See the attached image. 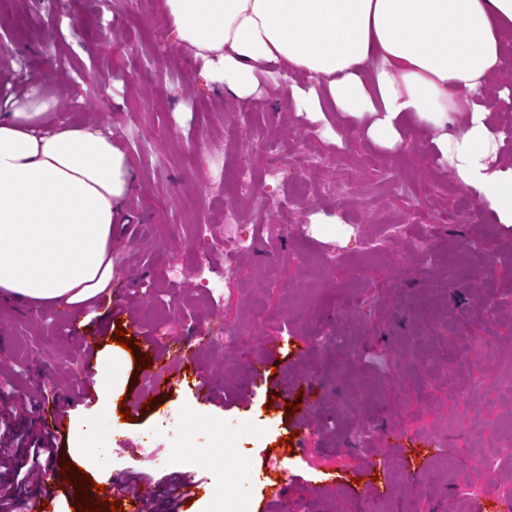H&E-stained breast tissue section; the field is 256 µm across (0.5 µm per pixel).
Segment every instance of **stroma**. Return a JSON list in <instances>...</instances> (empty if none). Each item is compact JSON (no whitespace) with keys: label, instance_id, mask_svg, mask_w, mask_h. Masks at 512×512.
<instances>
[{"label":"stroma","instance_id":"obj_1","mask_svg":"<svg viewBox=\"0 0 512 512\" xmlns=\"http://www.w3.org/2000/svg\"><path fill=\"white\" fill-rule=\"evenodd\" d=\"M120 34H113L114 23ZM0 94L7 88L66 85L65 121L111 127L138 174V190L112 239L117 274L111 296L93 315L51 307L23 316L0 306V407L33 400L63 401L83 373L79 332L101 334V351L115 349L117 329L135 347L112 365L115 398L133 404L145 383L135 361L136 341L158 337L151 360H162L171 390L124 431L117 410L93 411L83 402L69 420H89L83 438L64 430L59 454L38 486L22 488L23 503L53 498L57 512L79 504L62 480V465L75 455L94 460L97 484L126 476L146 479L160 512L169 508L180 478L199 487L179 512H266L275 476H255L268 457L280 456L288 472L291 512H458L469 494V512H499L494 482L473 466L476 454L494 448L512 430V399L500 392L512 374V301L488 303L512 292V225L491 211L440 163L431 145L410 140L387 154L357 134L335 143L329 128L344 118L331 104L309 118L291 116L286 83L266 82V102L240 99L207 85L161 15V0H0ZM316 135L323 163L300 169L297 148ZM344 146L356 174V198H316L336 178L334 156ZM275 147L286 169L269 182L266 149ZM253 162L255 181L241 187L242 158ZM244 215L242 229L258 233V248L228 258L214 252L206 266L194 253L204 246L201 227L214 223L223 203ZM291 208L295 221L269 231V213ZM331 216L311 223L312 214ZM405 217L397 239L385 236ZM479 242L477 255L467 245ZM337 250L335 268L324 254ZM278 262L279 283L264 273ZM234 277H227L226 266ZM237 332L242 345L225 348L219 337ZM288 342L277 371L262 389L251 386L250 364L264 354V339ZM498 345L497 362L482 359L478 344ZM209 378V401L190 387ZM483 388L464 400L458 389L471 378ZM296 411L287 412L286 403ZM187 417L170 416L171 407ZM170 431L158 465L120 439H147L159 420ZM401 434L386 447L385 431ZM298 434L297 442L282 439ZM245 456L232 482L207 464L210 451ZM363 460L352 467L348 458ZM386 455L385 466L370 461ZM460 458L452 473L440 464Z\"/></svg>","mask_w":512,"mask_h":512}]
</instances>
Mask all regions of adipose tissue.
<instances>
[{
  "instance_id": "ef3b65f1",
  "label": "adipose tissue",
  "mask_w": 512,
  "mask_h": 512,
  "mask_svg": "<svg viewBox=\"0 0 512 512\" xmlns=\"http://www.w3.org/2000/svg\"><path fill=\"white\" fill-rule=\"evenodd\" d=\"M162 17L210 84L262 100L286 82L300 115L328 100L396 154L429 140L454 178L512 224V157L484 101L512 44V0H162ZM61 93L0 97V305L84 311L112 286V233L136 190L116 135L73 125Z\"/></svg>"
}]
</instances>
